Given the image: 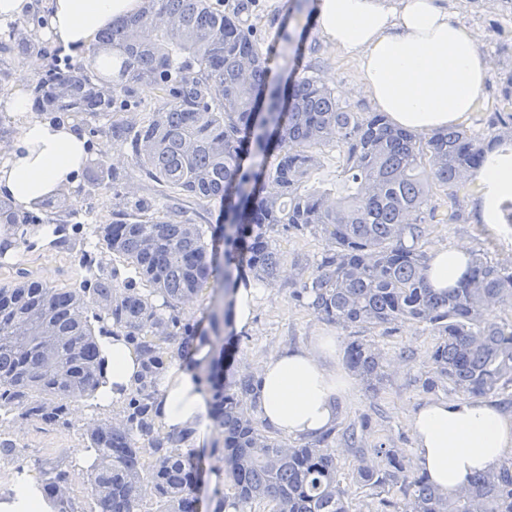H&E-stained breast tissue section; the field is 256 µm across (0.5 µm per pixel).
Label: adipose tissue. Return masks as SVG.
Masks as SVG:
<instances>
[{"instance_id": "1", "label": "adipose tissue", "mask_w": 512, "mask_h": 512, "mask_svg": "<svg viewBox=\"0 0 512 512\" xmlns=\"http://www.w3.org/2000/svg\"><path fill=\"white\" fill-rule=\"evenodd\" d=\"M50 33L62 49L92 45L99 33L137 15L143 0H47ZM317 29L342 56L354 59L368 99L391 122L428 133L466 122L479 107L491 62L480 52L476 30L451 22L439 0H317ZM20 74L10 108L21 117L19 135L0 157V198L22 210L73 187L87 159L88 137L79 127L36 116ZM479 185L481 223L495 226L512 203V147L487 154L473 173ZM56 224L0 225L1 258L22 247L49 248ZM466 245L436 251L427 271L432 288L457 285L467 272ZM105 361L97 403L105 410L133 390L141 369L140 350L121 336L99 340ZM335 337L308 347H288L256 366V399L262 420L283 436L308 439L339 422L350 381L337 360ZM214 354L212 341L195 342L194 365L174 361L156 379L152 416L163 435L189 432L204 442L209 404L199 374ZM413 453L430 481L455 493L470 477L512 454V409L483 397L428 400L410 418ZM37 473L25 472L13 494L0 498V512H54Z\"/></svg>"}]
</instances>
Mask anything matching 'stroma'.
Masks as SVG:
<instances>
[{
  "label": "stroma",
  "instance_id": "1",
  "mask_svg": "<svg viewBox=\"0 0 512 512\" xmlns=\"http://www.w3.org/2000/svg\"><path fill=\"white\" fill-rule=\"evenodd\" d=\"M316 0H252L248 11L241 13L246 24L256 27L261 36L262 52H270L279 42L281 30H288L296 40L303 42L306 51L304 64L312 65L322 82L333 89L343 106L353 112L373 111V104L363 94L355 61L341 58L325 39L314 22ZM448 14L458 23L473 27L481 35V51L493 66V71L482 90V105L471 116L468 129L487 135L497 118L512 113L503 93L512 87V0H447ZM43 0H32V9L20 24L35 34L45 46L41 55L24 58L0 52V120L4 121L10 136H17L20 118L7 102L15 87L19 71L30 73L28 85L36 87L42 77L56 64V45L42 18ZM95 148L90 159L102 162L119 174L118 182L108 185H90L80 180L68 191L73 207L90 212L98 223H108L118 210L135 211L144 207L153 213L171 215L203 226L223 221L220 205H202L189 197L170 199L161 186L150 180L133 163L130 152L114 145L103 126H96L90 136ZM316 163L304 183L305 188L329 189L332 196L342 197L348 183L344 170L346 158L341 147L329 144L315 152ZM478 190L474 182H467L457 193L455 201H448L444 191L433 198L439 215L428 227L427 251L456 244L470 246L472 251L487 253L501 266L512 267V225H499L496 233H489L476 217ZM71 246L67 249L50 247L39 252L23 254L18 263L0 259V281H8L16 268L29 270L43 283L57 288L79 285L86 271L85 255H92L96 266L103 271H117L126 276L123 262L98 243L82 242L79 235L67 233ZM274 245L280 253V267L276 276L261 281L263 294L252 327L246 331L236 328H214L209 314L214 304L224 299V280L211 279L203 292L186 305L184 318L197 336L213 338L218 343L214 357L200 375L211 371L231 369L240 374H251L256 364L285 347L308 346L316 337L333 336L339 344H347L358 335L376 344L384 356V379L378 390H369L358 376H351V389L341 407V420L334 430L338 448V466L344 485L349 486L353 512H400L403 500L391 494V507L381 508L379 498L357 481V470L368 460L374 470H381L385 461L377 455L376 447L386 445L413 450L411 413L429 398L452 399L454 391L447 386L433 392L423 391L420 378L427 371L434 336L424 325L406 321L390 329L342 328L331 324L291 297V292L311 273L320 259L324 243L319 236L277 230ZM124 404L110 410L93 408L91 401L71 402L67 423L50 428L17 417L0 425V435L11 440L19 450L17 456L0 455V495L9 494L19 471L33 469L35 464L60 467L70 472V495L79 512H89L91 502L86 494V480L75 477L74 451L89 445L88 434L101 418H123ZM357 432L362 440L363 453H355L344 442L349 432ZM224 437L218 429H211L208 447L193 451L191 458L199 474L196 496L200 512H215L214 503L223 499L225 491L212 487L209 476L216 466L214 451L222 447Z\"/></svg>",
  "mask_w": 512,
  "mask_h": 512
}]
</instances>
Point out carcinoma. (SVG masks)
I'll list each match as a JSON object with an SVG mask.
<instances>
[{
    "label": "carcinoma",
    "mask_w": 512,
    "mask_h": 512,
    "mask_svg": "<svg viewBox=\"0 0 512 512\" xmlns=\"http://www.w3.org/2000/svg\"><path fill=\"white\" fill-rule=\"evenodd\" d=\"M0 42L20 56L42 53L39 39L18 26ZM122 60L120 80H93L78 66L36 89L37 108L68 112L81 122H111L112 139L156 183L202 204L220 203L224 224V285L244 272L275 275L273 233L284 226L318 234L326 249L293 298L341 327L375 329L421 323L436 336L422 387L444 384L483 397L512 387V320L492 314L512 308V267L477 254L455 288L436 291L427 277V225L437 207L432 186L456 197L500 136L485 139L450 126L424 140L383 112H349L334 92L303 69L288 88L268 80V59L253 28L211 0H146L137 17L98 36L88 50ZM161 93L162 105L139 125L112 120L140 84ZM346 149L351 191L340 202L327 190L302 189L312 150ZM267 182L276 191L264 190ZM0 222L38 224L0 199ZM130 270L87 266L78 288L49 287L26 272L0 286V412L43 426L64 424L68 402L95 397L103 360L92 322L140 344L141 372L126 420L96 424L89 435L96 463L87 497L96 512H142V487L154 486L156 512H198L197 471L189 435L153 436L155 379L165 360L194 339L183 306L217 276L213 238L200 224L118 211L112 222L88 226ZM161 298L162 303L155 302ZM348 367L369 387L384 375L380 350L362 338L346 347ZM215 421L224 433L216 459L227 474L233 504L270 512H349L348 489L337 476L332 433L289 443L261 429L255 378L230 370L214 381ZM380 472L361 470L363 485L396 487L402 512H512V458L477 473L453 495L443 493L399 448L376 449ZM45 493L59 512H78L63 470L44 471Z\"/></svg>",
    "instance_id": "1"
}]
</instances>
